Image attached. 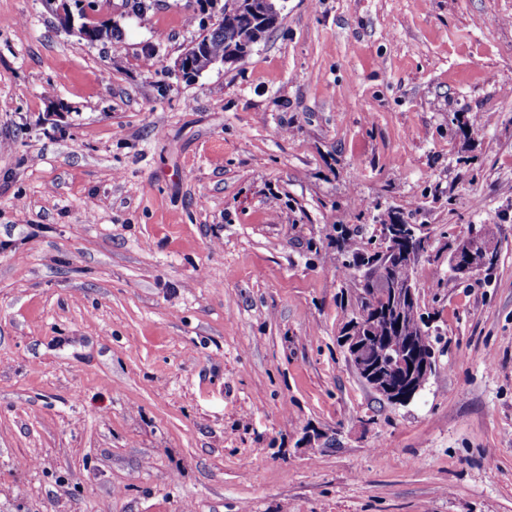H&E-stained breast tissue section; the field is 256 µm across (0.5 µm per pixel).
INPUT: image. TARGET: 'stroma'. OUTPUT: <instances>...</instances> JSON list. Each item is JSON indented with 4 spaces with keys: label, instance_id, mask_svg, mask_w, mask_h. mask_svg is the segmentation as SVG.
Wrapping results in <instances>:
<instances>
[{
    "label": "stroma",
    "instance_id": "1",
    "mask_svg": "<svg viewBox=\"0 0 512 512\" xmlns=\"http://www.w3.org/2000/svg\"><path fill=\"white\" fill-rule=\"evenodd\" d=\"M195 8L91 44L0 0V512H512V0H286L186 80ZM391 220L437 353L405 405L340 342L338 238ZM462 253L468 261L465 270L471 277L478 275L497 260V253L484 227L472 226L468 235L459 241L458 257Z\"/></svg>",
    "mask_w": 512,
    "mask_h": 512
}]
</instances>
